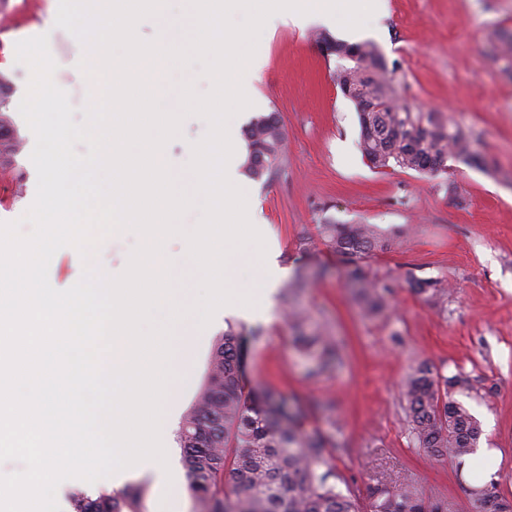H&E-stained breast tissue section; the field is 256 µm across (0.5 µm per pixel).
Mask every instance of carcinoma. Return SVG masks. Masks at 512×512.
<instances>
[{
    "mask_svg": "<svg viewBox=\"0 0 512 512\" xmlns=\"http://www.w3.org/2000/svg\"><path fill=\"white\" fill-rule=\"evenodd\" d=\"M328 55L336 57V86H351L376 106L378 112L357 113L359 147L375 169L400 168L436 174L454 159L467 166L481 165L470 136L441 121L433 112H414L404 104L393 80L387 76L375 44H347L321 37ZM355 49L364 67L345 59ZM248 156L245 171L256 182L267 183L281 171L285 135L279 113L254 118L246 131ZM319 235L331 251L353 265L350 279L362 310L376 316L389 305L393 289L367 279L359 261L375 251L391 248L396 239L378 232L372 224H321ZM307 269L296 272L284 288L297 295L311 281ZM410 290L429 299L446 295L441 280L423 278L410 267L404 273ZM296 349L315 359L308 375L317 376L337 360L336 346L302 312H289ZM247 333L230 328L216 339L208 362L206 382L183 416L176 432L182 465L194 501V512H363L360 496L336 485L329 462L332 443L318 426L310 424L314 405L289 399L271 386L256 392L246 387L241 374ZM473 385L461 372L451 376L426 363L410 369L403 382V398L411 435L418 447L437 460L458 464L475 452L482 435L480 423L456 395ZM142 491H101L92 496L77 489L70 495L72 512H142ZM373 512H444L425 502L409 481L398 486H377L370 491ZM470 512H512L496 484L469 490Z\"/></svg>",
    "mask_w": 512,
    "mask_h": 512,
    "instance_id": "1",
    "label": "carcinoma"
}]
</instances>
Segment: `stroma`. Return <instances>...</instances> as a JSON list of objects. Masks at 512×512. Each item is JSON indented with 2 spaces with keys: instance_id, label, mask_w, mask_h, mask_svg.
I'll list each match as a JSON object with an SVG mask.
<instances>
[{
  "instance_id": "obj_1",
  "label": "stroma",
  "mask_w": 512,
  "mask_h": 512,
  "mask_svg": "<svg viewBox=\"0 0 512 512\" xmlns=\"http://www.w3.org/2000/svg\"><path fill=\"white\" fill-rule=\"evenodd\" d=\"M58 4L0 0V72L11 81L7 114L21 140L13 165L0 166V222L19 219L37 191L34 135L18 111L30 70L16 61L17 42L48 34L72 120H84L82 47L56 27ZM321 33L343 37L340 24L318 22L261 33L265 61L259 73L243 76L254 98L236 116L235 162L245 164L250 121L278 112L285 134L282 172L266 184L243 178L241 187L284 281L304 265L317 271L296 304L336 342L342 362L309 377L308 360L291 343L282 284L264 292L256 286L255 266H243L233 285L269 302L262 318L222 316L206 328L174 333L175 345L187 343L193 351L189 365H175L178 399L162 411V441L177 467L178 512H192L193 502L175 432L205 379L214 340L230 325L263 330L250 341L243 365L249 385L270 384L319 403L318 423L336 445L332 464L360 497L379 483L409 477L432 503L465 502L467 487L490 481L512 501V54L499 49L512 37V0H382L381 12L360 36L378 46L413 111L439 113L471 134L474 150L486 160L479 168L454 163L438 175L371 168L359 149L356 109L333 80L335 60L316 41ZM207 131L203 118L187 116L179 137L160 154L183 188L194 186L191 145ZM324 222L405 228L400 246L362 262L370 279L394 287L380 316L363 315L335 253L320 244L302 250L301 241L316 237ZM410 267L442 279L447 295L433 302L413 294L403 279ZM420 361L448 376L470 377L474 390L463 402L481 423L480 447L496 449L495 457L473 455L460 468L416 447L402 384Z\"/></svg>"
}]
</instances>
